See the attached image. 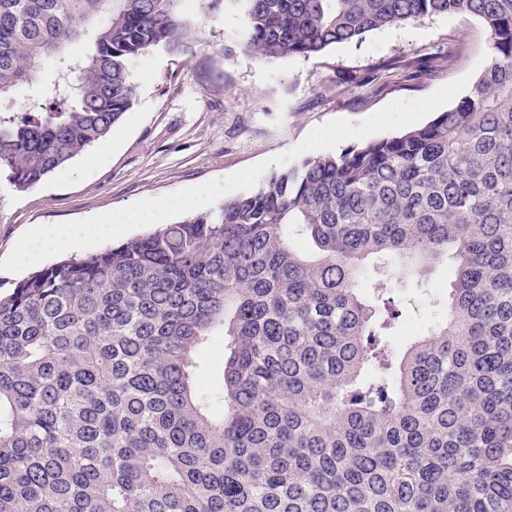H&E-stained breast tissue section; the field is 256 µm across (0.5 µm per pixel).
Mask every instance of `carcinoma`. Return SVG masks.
<instances>
[{"label":"carcinoma","instance_id":"obj_1","mask_svg":"<svg viewBox=\"0 0 512 512\" xmlns=\"http://www.w3.org/2000/svg\"><path fill=\"white\" fill-rule=\"evenodd\" d=\"M229 1L263 62L457 12L489 52L424 126L0 294V512H512V0H0V98L40 100L0 110V172L25 190L105 140L130 58L192 51ZM450 248L447 321L397 348L405 305L373 308L362 263Z\"/></svg>","mask_w":512,"mask_h":512}]
</instances>
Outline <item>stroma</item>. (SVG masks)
<instances>
[{"label": "stroma", "instance_id": "stroma-1", "mask_svg": "<svg viewBox=\"0 0 512 512\" xmlns=\"http://www.w3.org/2000/svg\"><path fill=\"white\" fill-rule=\"evenodd\" d=\"M234 6L211 17L194 56L162 47L132 58L137 95L102 142L20 191L0 174V259L38 225L86 219L206 181L287 151L315 126L360 121L417 99L473 69L488 35L474 16L428 17L336 44L312 57L261 62L239 48ZM453 53V65L442 57ZM366 296L414 299L427 326L446 318L454 265L440 261L424 297L393 261L366 260Z\"/></svg>", "mask_w": 512, "mask_h": 512}]
</instances>
